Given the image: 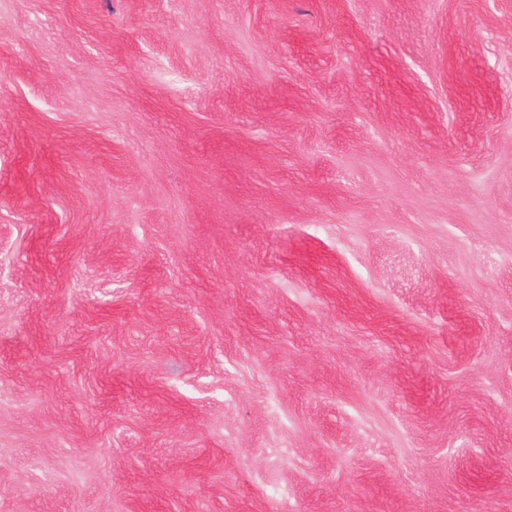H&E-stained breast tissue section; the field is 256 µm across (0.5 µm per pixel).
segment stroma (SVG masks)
I'll return each mask as SVG.
<instances>
[{
  "label": "stroma",
  "mask_w": 512,
  "mask_h": 512,
  "mask_svg": "<svg viewBox=\"0 0 512 512\" xmlns=\"http://www.w3.org/2000/svg\"><path fill=\"white\" fill-rule=\"evenodd\" d=\"M0 512H512V0H0Z\"/></svg>",
  "instance_id": "obj_1"
}]
</instances>
